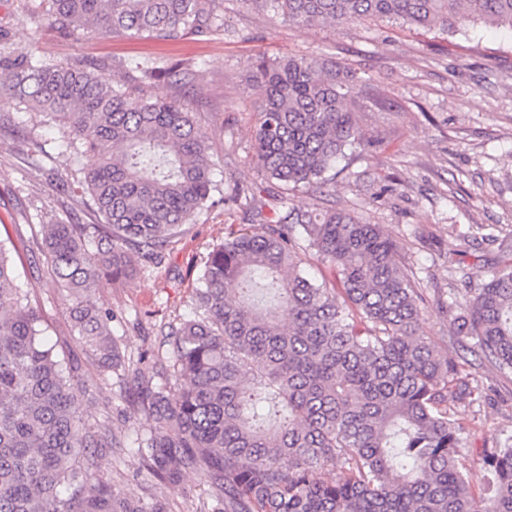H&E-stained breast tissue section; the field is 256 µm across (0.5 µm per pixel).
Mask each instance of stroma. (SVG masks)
<instances>
[{
  "label": "stroma",
  "instance_id": "35a3bbf8",
  "mask_svg": "<svg viewBox=\"0 0 512 512\" xmlns=\"http://www.w3.org/2000/svg\"><path fill=\"white\" fill-rule=\"evenodd\" d=\"M225 19L224 34L169 42L83 34L64 39L44 19L41 0H0V49L20 53L33 47L48 60L85 57L130 65L164 59L202 65L185 97L193 101L221 157L214 179L224 192L260 177L252 137L261 93L247 81L256 55L325 56L370 78L383 96L382 104L367 105L362 114L372 145L329 170L323 199L303 189L289 191L288 197L306 208L322 200L354 210L400 242L402 261L424 290L419 334L441 356L467 359L487 387L486 402L466 412L464 435L469 450L464 464L476 490H483V449L512 436V373L481 364L472 341L455 336L439 304L450 298L448 259L457 255L458 233L474 235L488 224L499 229L498 241L475 243L461 257L467 267L497 262L512 251V30L472 21L453 33L384 21L292 29L241 0ZM16 119L33 129L50 157L42 170L33 169L18 134L0 128V225L19 245L29 241L36 224L94 223L88 204L59 188L60 181L81 179L83 163L59 148L56 125L34 113H17ZM241 224L240 208L226 202L183 225L162 260L134 278L100 281L95 300L113 313L112 333L128 353L157 348L159 326L190 315L205 258ZM19 272L42 307L47 336L78 366L96 397L89 415H96L98 403L109 402L113 430L129 431L124 386L116 378L103 383L97 364L72 335L68 306L50 284L44 257L23 253ZM133 446L129 440L124 447L96 451L102 474L118 490L161 500L168 512H219V499L198 474H186L176 485L160 482L142 466Z\"/></svg>",
  "mask_w": 512,
  "mask_h": 512
}]
</instances>
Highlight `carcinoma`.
Instances as JSON below:
<instances>
[{
  "mask_svg": "<svg viewBox=\"0 0 512 512\" xmlns=\"http://www.w3.org/2000/svg\"><path fill=\"white\" fill-rule=\"evenodd\" d=\"M58 36L86 24L103 36L159 41L224 31V0H42ZM290 27L368 20L421 29L481 21L512 30V0H253ZM101 60L47 61L0 52V105L14 102L56 122L66 150L84 160L79 181L96 224H41L33 244L69 306L71 330L103 378H129L134 451L160 481L202 474L224 512H512V443L483 453L492 475L482 505L461 460L466 419L481 398L476 375L440 356L417 331L423 293L399 261L400 245L346 209L263 194L322 188L345 150L369 146L360 112L368 79L318 56L256 57L262 92L254 161L262 179L236 186L247 224L207 255L194 317L160 327L152 375L112 336L113 314L94 299L99 278H133L162 255L214 198L219 160L181 100L138 95ZM199 65L138 63L151 86L194 82ZM112 144L106 154L102 145ZM329 264L339 288L309 279L301 254ZM15 245L0 239V512H168L116 491L93 449L122 444L86 418L83 385L47 343L43 319L15 273ZM479 283H473V280ZM442 306L455 335L512 370V257L472 271ZM338 468L326 482L321 472Z\"/></svg>",
  "mask_w": 512,
  "mask_h": 512,
  "instance_id": "cac0c4a2",
  "label": "carcinoma"
}]
</instances>
